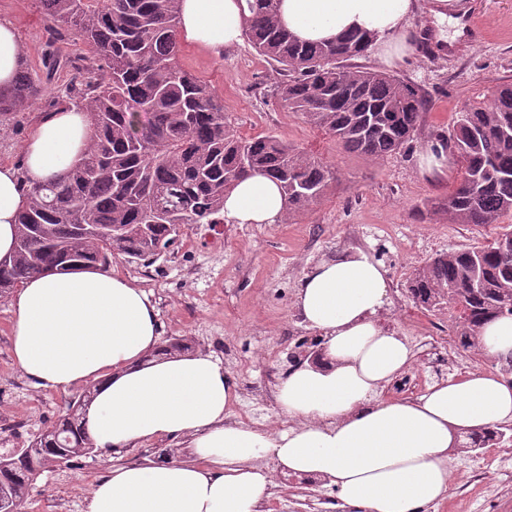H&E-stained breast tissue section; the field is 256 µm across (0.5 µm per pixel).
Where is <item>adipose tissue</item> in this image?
<instances>
[{"mask_svg": "<svg viewBox=\"0 0 512 512\" xmlns=\"http://www.w3.org/2000/svg\"><path fill=\"white\" fill-rule=\"evenodd\" d=\"M245 0H181L180 34L214 55L239 43ZM413 0H281V21L300 40L372 33L386 63L408 55ZM90 128L81 109L47 114L24 147V166L0 163V258L14 246L30 191L69 170ZM286 213L277 182L256 174L224 198V220L275 224ZM386 271L358 252L321 263L295 305L320 332V355L290 368L278 392L290 427L228 425L239 387L213 355L158 357V311L141 288L109 269L48 271L12 297V356L39 387L91 386L86 422L96 448L185 438L189 458L116 465L91 488L84 512H259L271 495L263 466L336 489L348 512H428L449 492L457 435L512 421V382L493 371L451 377L413 399L383 397L412 362L404 337L385 331Z\"/></svg>", "mask_w": 512, "mask_h": 512, "instance_id": "obj_1", "label": "adipose tissue"}]
</instances>
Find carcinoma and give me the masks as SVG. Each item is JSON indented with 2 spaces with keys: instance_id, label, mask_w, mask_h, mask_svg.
I'll return each instance as SVG.
<instances>
[{
  "instance_id": "1",
  "label": "carcinoma",
  "mask_w": 512,
  "mask_h": 512,
  "mask_svg": "<svg viewBox=\"0 0 512 512\" xmlns=\"http://www.w3.org/2000/svg\"><path fill=\"white\" fill-rule=\"evenodd\" d=\"M279 0H246L243 36L279 75L278 100L324 130L348 152L379 160L416 137L424 99L410 82L352 67L373 37L351 31L333 42H303L280 22ZM55 32L88 44L92 56L59 89L84 107L91 133L63 177L30 192L18 220L13 253L0 259V297L45 271L108 268L115 254L147 266L176 241L183 224L224 223V196L242 179L279 182L287 216L309 209L333 179L330 169L274 135L243 137L224 101L177 61L179 0H40ZM22 67L0 90V117L26 110L43 93ZM448 160L460 166L448 197L437 202L453 224H495L512 211V83L459 112ZM409 293L433 312L456 311L453 333L477 345L485 322L512 316V230L484 246L442 254L416 269ZM88 389L68 413L36 434L25 459L0 455L7 481L0 494L15 512L29 496L33 473L91 457L85 412ZM512 438L499 429L472 433L467 451L498 448Z\"/></svg>"
}]
</instances>
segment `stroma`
I'll use <instances>...</instances> for the list:
<instances>
[{
  "label": "stroma",
  "mask_w": 512,
  "mask_h": 512,
  "mask_svg": "<svg viewBox=\"0 0 512 512\" xmlns=\"http://www.w3.org/2000/svg\"><path fill=\"white\" fill-rule=\"evenodd\" d=\"M432 0H417L406 39L411 53L404 62L386 66L374 53L357 64L415 84L427 101L420 130L410 146L380 161L345 152L336 139L307 123L272 94L273 66L248 40L217 56L181 44L179 65L204 80L224 100V110L244 136L274 135L305 151L334 173L324 195L307 211L278 224H189L155 263L144 267L112 259L113 271L151 292L157 304L162 340L186 338L194 350L220 358L240 388L263 396L257 428L287 426L279 403L269 402L289 367L288 354L315 329L294 306L296 290L314 265L363 251L387 272L388 294L378 314L382 327L405 336L414 359L405 374L417 384L408 393L386 386L384 397L422 394L429 383L483 370L501 371L500 363L459 348V365L438 367L430 381L419 378L434 343L447 340L455 312H429L414 304L408 291L414 269L439 254L478 246L512 225V212L498 223L452 224L434 209L447 196L457 168H426L423 157L439 137L448 135L457 112L481 99L495 85L512 83V0H453L457 18L476 16L480 42L455 34L430 12ZM0 16L16 28L23 59L44 74L49 53L61 52L68 67L53 74L41 97L25 111L12 114L0 135V163L22 167L23 145L44 114L59 110L57 88L89 49L81 41H53V26L39 0H0ZM10 298H0V454L26 444L32 434L56 423L82 387L65 392L40 388L12 361ZM113 465L111 455L83 459L72 468L37 475L24 512H83L93 483ZM275 489L268 512H311V504L335 498L326 485L288 474L266 460Z\"/></svg>",
  "instance_id": "1"
}]
</instances>
